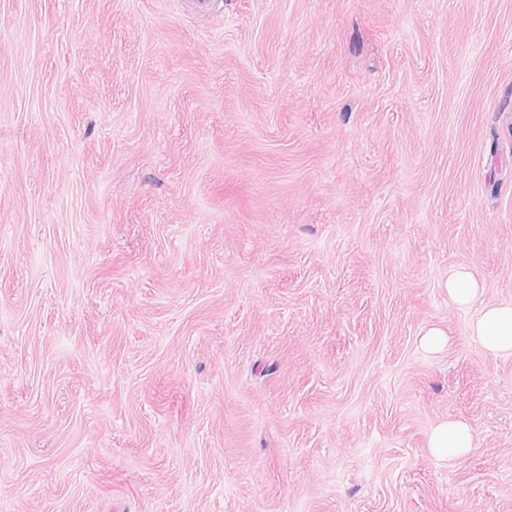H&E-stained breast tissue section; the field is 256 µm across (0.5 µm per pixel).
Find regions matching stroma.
<instances>
[{
	"instance_id": "stroma-1",
	"label": "stroma",
	"mask_w": 512,
	"mask_h": 512,
	"mask_svg": "<svg viewBox=\"0 0 512 512\" xmlns=\"http://www.w3.org/2000/svg\"><path fill=\"white\" fill-rule=\"evenodd\" d=\"M460 268L512 305V0H0V512H512ZM471 434L468 425L462 421L451 420L439 426L432 438V448L439 453L454 455L470 448Z\"/></svg>"
}]
</instances>
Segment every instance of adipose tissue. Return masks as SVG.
Wrapping results in <instances>:
<instances>
[{
	"mask_svg": "<svg viewBox=\"0 0 512 512\" xmlns=\"http://www.w3.org/2000/svg\"><path fill=\"white\" fill-rule=\"evenodd\" d=\"M448 296L461 309L477 308L470 334L494 355H512V306L487 305L483 290L470 272L458 269L448 276Z\"/></svg>",
	"mask_w": 512,
	"mask_h": 512,
	"instance_id": "ef3b65f1",
	"label": "adipose tissue"
}]
</instances>
